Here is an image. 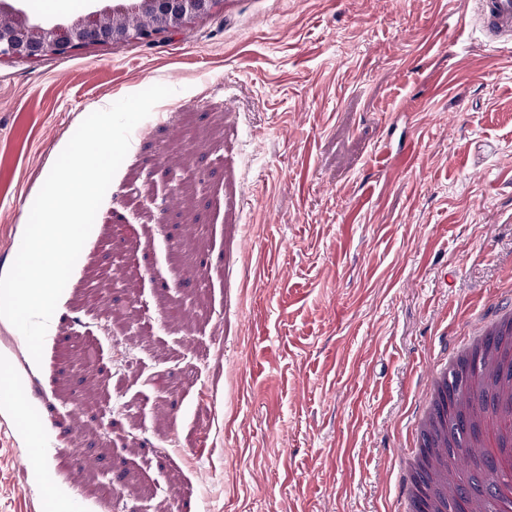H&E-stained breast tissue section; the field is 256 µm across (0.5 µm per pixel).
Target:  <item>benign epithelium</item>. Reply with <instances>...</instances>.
<instances>
[{
	"label": "benign epithelium",
	"mask_w": 512,
	"mask_h": 512,
	"mask_svg": "<svg viewBox=\"0 0 512 512\" xmlns=\"http://www.w3.org/2000/svg\"><path fill=\"white\" fill-rule=\"evenodd\" d=\"M224 6V0H126L64 23L32 22L22 0H0V61L29 62L68 56L97 42H151L179 31Z\"/></svg>",
	"instance_id": "1"
}]
</instances>
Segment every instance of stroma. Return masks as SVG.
I'll return each mask as SVG.
<instances>
[{
    "label": "stroma",
    "mask_w": 512,
    "mask_h": 512,
    "mask_svg": "<svg viewBox=\"0 0 512 512\" xmlns=\"http://www.w3.org/2000/svg\"><path fill=\"white\" fill-rule=\"evenodd\" d=\"M470 10L226 0L151 45L0 61V276L59 143L173 90L42 361L0 321L25 392L0 398V512H402L432 374L512 308V45L450 26Z\"/></svg>",
    "instance_id": "35a3bbf8"
}]
</instances>
